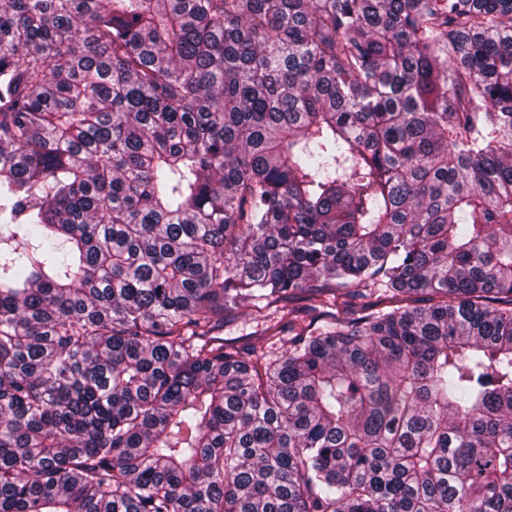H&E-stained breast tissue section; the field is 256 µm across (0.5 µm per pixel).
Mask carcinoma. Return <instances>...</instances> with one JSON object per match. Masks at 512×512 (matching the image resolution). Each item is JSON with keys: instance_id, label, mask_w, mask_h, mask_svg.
Returning <instances> with one entry per match:
<instances>
[{"instance_id": "1", "label": "carcinoma", "mask_w": 512, "mask_h": 512, "mask_svg": "<svg viewBox=\"0 0 512 512\" xmlns=\"http://www.w3.org/2000/svg\"><path fill=\"white\" fill-rule=\"evenodd\" d=\"M0 512H512V0H0Z\"/></svg>"}]
</instances>
